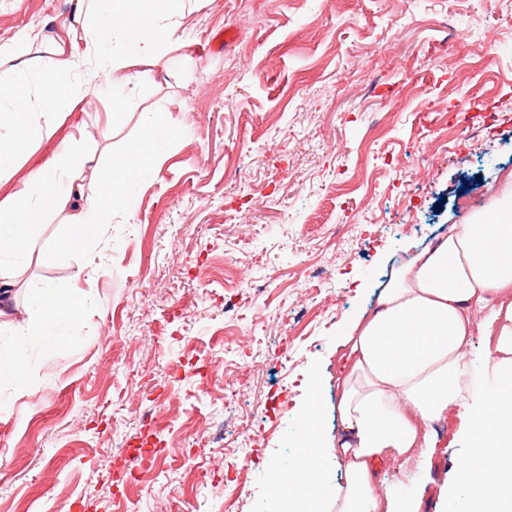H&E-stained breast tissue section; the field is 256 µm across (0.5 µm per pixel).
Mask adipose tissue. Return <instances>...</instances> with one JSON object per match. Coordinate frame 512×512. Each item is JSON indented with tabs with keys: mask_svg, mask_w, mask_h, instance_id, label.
I'll use <instances>...</instances> for the list:
<instances>
[{
	"mask_svg": "<svg viewBox=\"0 0 512 512\" xmlns=\"http://www.w3.org/2000/svg\"><path fill=\"white\" fill-rule=\"evenodd\" d=\"M175 0H74L69 33L96 55L93 76L109 81L126 67L113 46L122 31L139 56L163 61L177 43ZM43 28L0 43L12 68L0 74V173L25 146V133L50 139L52 125L30 117L71 111L78 94L74 61L42 68L24 47L47 44ZM157 134L146 145L114 157L96 195H85L76 173L92 159L78 143L63 145L53 162L35 169L23 189L0 203V279L9 267L35 253L64 259L83 246L85 228L98 224L116 203H128L127 188L149 159ZM78 213L65 215L73 199ZM75 228L62 244L47 247L36 230L58 215ZM486 321H479L483 310ZM482 336L499 382L474 420L473 446L458 464L460 478L449 495V512H512V173L472 214L419 250L383 286L374 311L360 317L341 343L336 382L335 448L322 444V399L312 391L303 412L304 454L298 465L278 470L275 498L311 500L310 512H410L379 478L382 467L424 460L435 423L454 407L466 408L473 336ZM342 483L320 482L328 462Z\"/></svg>",
	"mask_w": 512,
	"mask_h": 512,
	"instance_id": "obj_1",
	"label": "adipose tissue"
}]
</instances>
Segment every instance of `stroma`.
<instances>
[{
    "mask_svg": "<svg viewBox=\"0 0 512 512\" xmlns=\"http://www.w3.org/2000/svg\"><path fill=\"white\" fill-rule=\"evenodd\" d=\"M71 15L70 0H0V41L46 21L84 55ZM176 20L165 61L129 56L108 86L77 68L79 107L51 115L53 139L29 137L0 177L1 202L81 138L91 195L147 138L145 113L172 130L84 251L14 272L0 512H290L268 486L304 453L310 389L336 440L337 345L395 268L512 171V0H186ZM136 72L146 81L129 83ZM56 292L81 299L78 317L28 334ZM469 360L470 411L436 426L430 463L380 471L418 512H440L498 385L481 337ZM214 464L220 493L199 477Z\"/></svg>",
    "mask_w": 512,
    "mask_h": 512,
    "instance_id": "1",
    "label": "stroma"
}]
</instances>
